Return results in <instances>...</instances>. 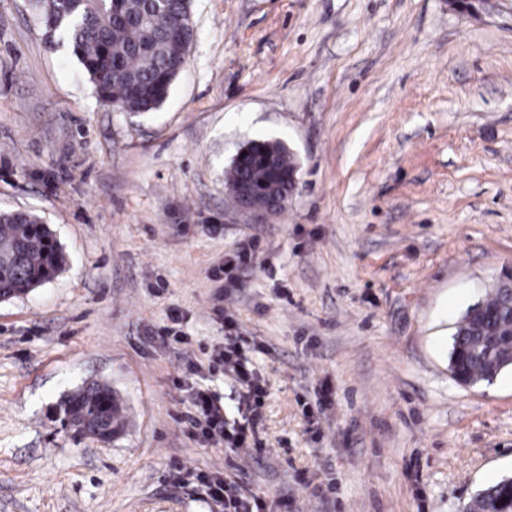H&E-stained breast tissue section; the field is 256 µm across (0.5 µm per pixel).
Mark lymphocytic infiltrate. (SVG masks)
Instances as JSON below:
<instances>
[{"label":"lymphocytic infiltrate","instance_id":"obj_1","mask_svg":"<svg viewBox=\"0 0 512 512\" xmlns=\"http://www.w3.org/2000/svg\"><path fill=\"white\" fill-rule=\"evenodd\" d=\"M224 300V295H216L211 307L214 318L224 324V341L209 350L208 365L223 367L238 382V417L231 422L225 420L220 401L195 379L199 364L190 360L171 380L174 389L189 397V409L180 415L179 421L193 439L232 451L246 448L260 454L265 450L263 408L268 393L253 356L263 352L264 346L256 339L237 333L236 322L227 314ZM195 479L211 499L223 502L224 512H288L287 498L267 501L249 486L222 473L201 471L196 473Z\"/></svg>","mask_w":512,"mask_h":512}]
</instances>
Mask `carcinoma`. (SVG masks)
Instances as JSON below:
<instances>
[{
  "instance_id": "cac0c4a2",
  "label": "carcinoma",
  "mask_w": 512,
  "mask_h": 512,
  "mask_svg": "<svg viewBox=\"0 0 512 512\" xmlns=\"http://www.w3.org/2000/svg\"><path fill=\"white\" fill-rule=\"evenodd\" d=\"M50 33L69 42L74 56L92 80L98 97L124 112L146 113L161 107L177 75L185 68L194 39L188 0H35ZM294 166L288 148L279 141H256ZM247 179L260 185L269 170L255 161L241 170L233 163L226 172L232 201ZM64 256L49 228L31 212H0V296L18 297L52 279ZM512 302V292L494 288L466 312L468 324L457 325L449 353V370L462 385L488 381L490 364L478 345L475 327L501 328L499 310ZM64 416L87 423L86 431L107 429L118 436L124 429L122 409L112 389L93 383L66 395ZM512 508V477L482 489L467 512H506Z\"/></svg>"
}]
</instances>
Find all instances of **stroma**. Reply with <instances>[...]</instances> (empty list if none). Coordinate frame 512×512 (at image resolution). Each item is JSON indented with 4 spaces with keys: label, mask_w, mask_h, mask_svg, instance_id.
Wrapping results in <instances>:
<instances>
[{
    "label": "stroma",
    "mask_w": 512,
    "mask_h": 512,
    "mask_svg": "<svg viewBox=\"0 0 512 512\" xmlns=\"http://www.w3.org/2000/svg\"><path fill=\"white\" fill-rule=\"evenodd\" d=\"M190 11L185 68L137 114L99 101L33 0H0V211L36 213L65 256L0 301V512H224L194 479L221 469L293 512H466L512 476V369L463 386L448 367L458 321L512 268V0ZM256 140L299 162L267 224L227 213L225 172ZM248 238L232 312L267 347L269 452L229 470L178 422L157 331L187 312L204 362L224 340L212 271ZM91 382L125 408L109 442L61 426Z\"/></svg>",
    "instance_id": "1"
}]
</instances>
